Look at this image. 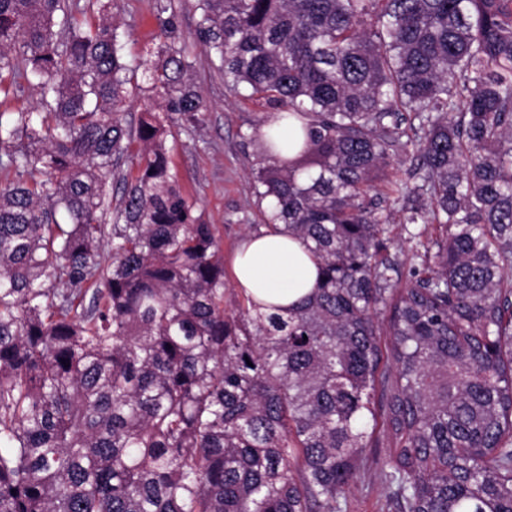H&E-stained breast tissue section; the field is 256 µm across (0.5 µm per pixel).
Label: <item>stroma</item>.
<instances>
[{
  "instance_id": "35a3bbf8",
  "label": "stroma",
  "mask_w": 512,
  "mask_h": 512,
  "mask_svg": "<svg viewBox=\"0 0 512 512\" xmlns=\"http://www.w3.org/2000/svg\"><path fill=\"white\" fill-rule=\"evenodd\" d=\"M115 13L127 58L141 57L156 46L163 19L159 0H117ZM175 14L176 34L185 42L192 61L189 77L207 110L200 126L174 128L167 142L171 166L197 214L215 226L224 259L229 262L243 238L259 232L267 220L268 206L255 196L251 171L258 153L254 132L266 110L225 84L217 60L196 38L197 13L179 6ZM435 232V227L427 224H389L390 253L401 264L410 265L413 254ZM391 450L388 435L376 432L365 469L347 492L342 512H394L381 478V463Z\"/></svg>"
}]
</instances>
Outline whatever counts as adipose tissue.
<instances>
[{
    "mask_svg": "<svg viewBox=\"0 0 512 512\" xmlns=\"http://www.w3.org/2000/svg\"><path fill=\"white\" fill-rule=\"evenodd\" d=\"M317 268L307 245L283 228L245 237L233 260V281L254 299L289 305L307 295Z\"/></svg>",
    "mask_w": 512,
    "mask_h": 512,
    "instance_id": "adipose-tissue-1",
    "label": "adipose tissue"
}]
</instances>
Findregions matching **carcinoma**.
<instances>
[{"label":"carcinoma","mask_w":512,"mask_h":512,"mask_svg":"<svg viewBox=\"0 0 512 512\" xmlns=\"http://www.w3.org/2000/svg\"><path fill=\"white\" fill-rule=\"evenodd\" d=\"M193 2L224 79L303 121L255 190L319 278L225 300L169 169L206 111L173 18L132 154L114 0H0V96L42 100L0 111V512H341L379 425L398 512H512V0ZM388 203L442 229L407 276ZM40 101L39 89L35 85L24 86V90L12 97L6 105L0 106V110L6 107L11 112L35 111Z\"/></svg>","instance_id":"cac0c4a2"}]
</instances>
